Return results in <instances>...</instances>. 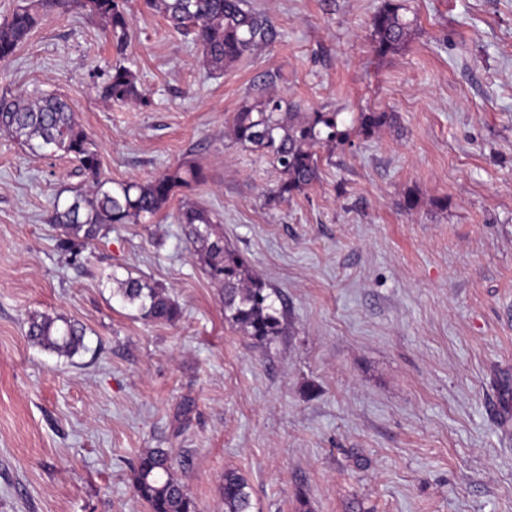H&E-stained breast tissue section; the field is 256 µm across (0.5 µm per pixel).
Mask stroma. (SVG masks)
I'll return each instance as SVG.
<instances>
[{"instance_id":"stroma-1","label":"stroma","mask_w":512,"mask_h":512,"mask_svg":"<svg viewBox=\"0 0 512 512\" xmlns=\"http://www.w3.org/2000/svg\"><path fill=\"white\" fill-rule=\"evenodd\" d=\"M397 2L411 34L385 56L382 0H247L274 38L213 74L190 35L128 0L124 50L76 11L0 62V95L66 99L102 179L205 175L71 254L52 204L87 177L0 132V512H147L132 467L150 448L199 512H224L228 469L252 512H512V0ZM119 61L150 107L101 98ZM264 80L304 112L397 120L320 149L319 180L274 201L279 170L229 133ZM185 199L280 292L286 335L259 344L225 320L177 221ZM130 276L179 318L142 319L113 292ZM35 313L80 322L85 350L32 344Z\"/></svg>"}]
</instances>
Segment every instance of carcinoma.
I'll use <instances>...</instances> for the list:
<instances>
[{"label": "carcinoma", "mask_w": 512, "mask_h": 512, "mask_svg": "<svg viewBox=\"0 0 512 512\" xmlns=\"http://www.w3.org/2000/svg\"><path fill=\"white\" fill-rule=\"evenodd\" d=\"M175 29L193 34L209 70L222 73L242 58L268 44L273 37L268 18L244 8V0H145ZM83 8L98 16L123 49L130 19L126 0H25L0 23V61L11 58L44 16L66 14ZM394 0H383L371 18L375 52L396 51L410 34L411 22L400 14ZM101 96L119 104L150 105L138 88L131 68L116 64L105 73ZM396 122L390 112H362L358 125L343 129L338 113L314 110L302 112L266 83L253 86L252 97L234 113V140L264 153L283 174L273 197L286 200L319 180L320 148L351 141V136L369 139ZM0 130L26 145L34 153L70 157L89 177L92 190L77 192L66 202L55 200L51 222L64 230L59 246L65 251L81 249L114 224H140L156 216L177 190L204 180L197 166L179 165L147 182L117 183L106 187L100 179V160L93 141L65 100L55 95L18 94L0 96ZM177 220L188 228L195 253L209 278L224 289V318L258 343L287 330L285 309L277 296L251 274L247 261L217 230L211 212L196 204L181 205ZM116 284L113 293L134 306L149 321L173 322L179 315L176 302L165 289L132 276ZM86 329L62 315L33 314L27 338L33 344L68 358L85 349ZM173 462L162 448L139 455L133 470L135 495L149 512H196V506L173 473ZM224 512H251L247 480L235 470L224 472Z\"/></svg>", "instance_id": "cac0c4a2"}]
</instances>
